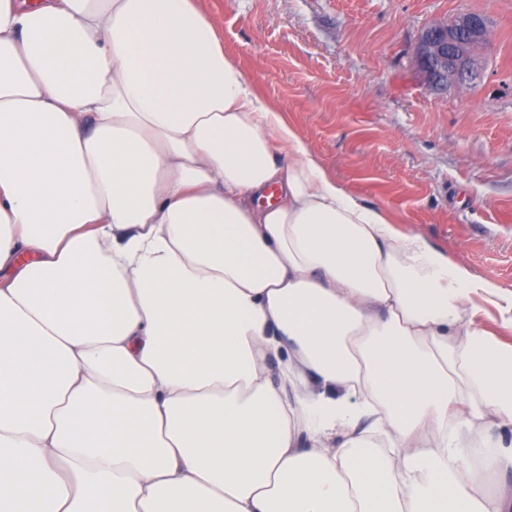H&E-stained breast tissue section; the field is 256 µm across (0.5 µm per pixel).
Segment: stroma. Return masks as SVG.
<instances>
[{
  "label": "stroma",
  "instance_id": "obj_1",
  "mask_svg": "<svg viewBox=\"0 0 512 512\" xmlns=\"http://www.w3.org/2000/svg\"><path fill=\"white\" fill-rule=\"evenodd\" d=\"M224 51L351 192L483 279L512 288V0H196ZM477 11L490 38L467 91L415 47Z\"/></svg>",
  "mask_w": 512,
  "mask_h": 512
}]
</instances>
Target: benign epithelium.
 Returning <instances> with one entry per match:
<instances>
[{"mask_svg": "<svg viewBox=\"0 0 512 512\" xmlns=\"http://www.w3.org/2000/svg\"><path fill=\"white\" fill-rule=\"evenodd\" d=\"M488 31L486 18L477 12L428 26L416 46L420 70L437 87H472L479 76L477 52L486 43Z\"/></svg>", "mask_w": 512, "mask_h": 512, "instance_id": "7a95c632", "label": "benign epithelium"}]
</instances>
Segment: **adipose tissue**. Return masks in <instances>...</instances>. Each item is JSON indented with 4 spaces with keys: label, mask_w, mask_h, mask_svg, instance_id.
<instances>
[{
    "label": "adipose tissue",
    "mask_w": 512,
    "mask_h": 512,
    "mask_svg": "<svg viewBox=\"0 0 512 512\" xmlns=\"http://www.w3.org/2000/svg\"><path fill=\"white\" fill-rule=\"evenodd\" d=\"M486 305L192 0H0V512H512Z\"/></svg>",
    "instance_id": "adipose-tissue-1"
}]
</instances>
